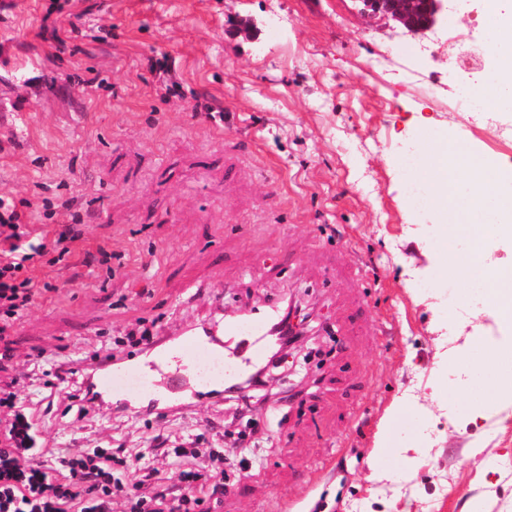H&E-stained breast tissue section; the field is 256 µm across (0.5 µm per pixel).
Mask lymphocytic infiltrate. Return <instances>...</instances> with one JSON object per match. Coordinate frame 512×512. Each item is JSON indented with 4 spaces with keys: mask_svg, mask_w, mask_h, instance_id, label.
<instances>
[{
    "mask_svg": "<svg viewBox=\"0 0 512 512\" xmlns=\"http://www.w3.org/2000/svg\"><path fill=\"white\" fill-rule=\"evenodd\" d=\"M33 205L0 197V343L8 342L15 324L35 301L57 288L34 275L37 260L47 266L68 262L84 240L83 220L69 201L53 214L69 212L70 222L52 234L35 233ZM23 377L0 384V512H112L122 500L124 512H209L207 505L224 481V454L204 474L192 468L194 448L173 449L184 466L177 485L165 484L159 468L140 464L133 483H126L123 448L92 450L55 448L42 439L37 408H21L17 398Z\"/></svg>",
    "mask_w": 512,
    "mask_h": 512,
    "instance_id": "lymphocytic-infiltrate-1",
    "label": "lymphocytic infiltrate"
}]
</instances>
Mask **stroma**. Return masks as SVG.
Returning <instances> with one entry per match:
<instances>
[{"instance_id": "stroma-1", "label": "stroma", "mask_w": 512, "mask_h": 512, "mask_svg": "<svg viewBox=\"0 0 512 512\" xmlns=\"http://www.w3.org/2000/svg\"><path fill=\"white\" fill-rule=\"evenodd\" d=\"M52 2L0 0V196L72 199L122 260L50 268L58 292L16 325L15 373L289 299L300 347L326 357L153 420L58 399L44 437L145 455L205 433L248 464L216 512H512V398L488 396L512 360L485 344L499 326L475 282L449 307L444 214L416 223L397 160L435 135L512 165L488 145L512 140V109L482 126L454 106L495 62L460 65L499 39L484 0H460L450 43L357 0H70L57 49Z\"/></svg>"}]
</instances>
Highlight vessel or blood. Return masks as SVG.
Listing matches in <instances>:
<instances>
[{"mask_svg":"<svg viewBox=\"0 0 512 512\" xmlns=\"http://www.w3.org/2000/svg\"><path fill=\"white\" fill-rule=\"evenodd\" d=\"M273 320L268 312L243 321L199 323L177 338L145 345L134 356L100 357L85 387L110 405H131L148 416L188 398L223 397L233 388V375L203 381L194 375V363L206 357L231 358L241 368L256 367L265 355Z\"/></svg>","mask_w":512,"mask_h":512,"instance_id":"1","label":"vessel or blood"}]
</instances>
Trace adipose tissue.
Returning <instances> with one entry per match:
<instances>
[{
  "instance_id": "adipose-tissue-1",
  "label": "adipose tissue",
  "mask_w": 512,
  "mask_h": 512,
  "mask_svg": "<svg viewBox=\"0 0 512 512\" xmlns=\"http://www.w3.org/2000/svg\"><path fill=\"white\" fill-rule=\"evenodd\" d=\"M489 13L505 30L503 41L495 45V65L487 86L480 93L487 110L496 112L512 107V12L503 9V0H486Z\"/></svg>"
}]
</instances>
